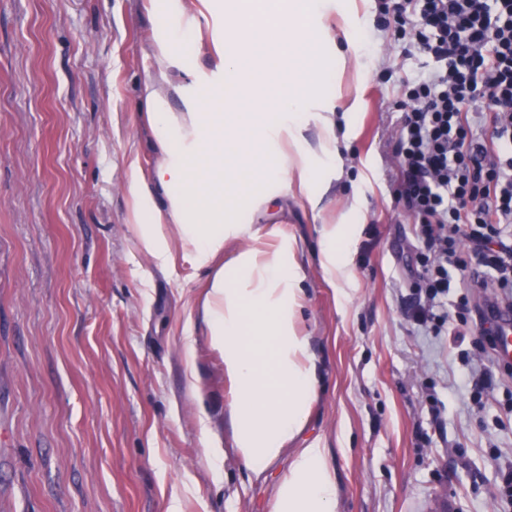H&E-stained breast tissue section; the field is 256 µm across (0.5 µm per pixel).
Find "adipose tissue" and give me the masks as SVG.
Segmentation results:
<instances>
[{
    "label": "adipose tissue",
    "instance_id": "1",
    "mask_svg": "<svg viewBox=\"0 0 512 512\" xmlns=\"http://www.w3.org/2000/svg\"><path fill=\"white\" fill-rule=\"evenodd\" d=\"M232 37L236 50L220 65L236 80L231 96L202 101L193 86L180 90L182 108H169L155 81L141 90L148 121L163 157L151 178L132 169L128 191L133 200L141 247L160 266L171 263L169 235L200 266L211 265L235 232L224 214L240 198L224 191L227 169L242 170L268 150L281 152L266 179H311L300 112L313 98L312 68L319 46L335 43V33L319 32L314 47L304 42L310 27L306 0H234ZM171 4L153 10L155 51L171 57L174 39L193 33L197 19L172 21ZM287 112V123L265 124L271 107ZM165 192L157 204L153 186ZM299 275L293 247L272 252L254 246L217 268L207 282L201 313L211 345L224 354V372L237 389L229 409L233 446L248 467L259 470L290 453L280 479L273 512H334L336 476L320 444L289 450L307 415L317 380V363L307 337L297 333Z\"/></svg>",
    "mask_w": 512,
    "mask_h": 512
}]
</instances>
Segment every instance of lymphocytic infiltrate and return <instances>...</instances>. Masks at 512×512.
Masks as SVG:
<instances>
[{"label":"lymphocytic infiltrate","instance_id":"obj_1","mask_svg":"<svg viewBox=\"0 0 512 512\" xmlns=\"http://www.w3.org/2000/svg\"><path fill=\"white\" fill-rule=\"evenodd\" d=\"M406 40L431 58L405 79L394 108L402 198L424 249L418 320L441 332L443 307L467 270L512 295V0H379Z\"/></svg>","mask_w":512,"mask_h":512}]
</instances>
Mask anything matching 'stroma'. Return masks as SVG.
<instances>
[{
	"label": "stroma",
	"mask_w": 512,
	"mask_h": 512,
	"mask_svg": "<svg viewBox=\"0 0 512 512\" xmlns=\"http://www.w3.org/2000/svg\"><path fill=\"white\" fill-rule=\"evenodd\" d=\"M328 24L310 137L333 108L340 157L313 156L311 195L239 178L263 250L298 245L296 325L318 379L292 442H319L336 474L334 512H512L499 497L512 462V372L467 302L463 344L418 325L420 244L398 203L391 103L425 61L404 53L378 0H341ZM201 19L173 59L153 53L150 0H0V512H272L289 455L262 473L232 446L236 390L202 317L211 268L179 245L158 268L142 252L127 191L131 162L161 160L139 88L224 75L214 52L231 20L210 0H174ZM350 230L347 285L322 268L327 225ZM195 344L185 349L184 338ZM489 379L481 412L472 377ZM224 456L209 466V445Z\"/></svg>",
	"instance_id": "stroma-1"
}]
</instances>
